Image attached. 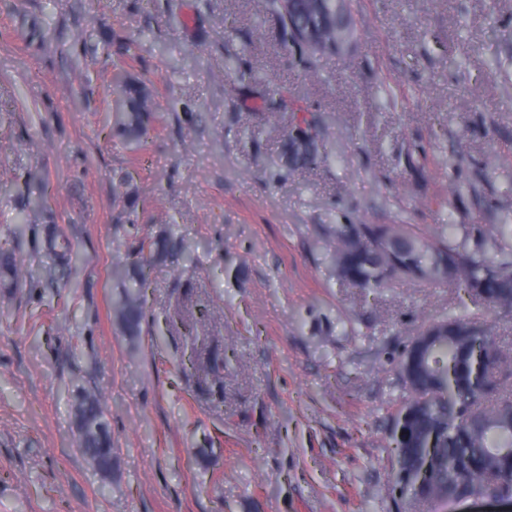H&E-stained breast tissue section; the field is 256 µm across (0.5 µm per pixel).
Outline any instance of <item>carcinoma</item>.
I'll return each instance as SVG.
<instances>
[{"mask_svg": "<svg viewBox=\"0 0 512 512\" xmlns=\"http://www.w3.org/2000/svg\"><path fill=\"white\" fill-rule=\"evenodd\" d=\"M112 129L126 139H138L149 119L148 94L130 82L113 80ZM322 130L306 107L290 103L283 127L288 173L317 157ZM45 245L56 265L72 268L77 253L66 239L52 231ZM338 277L362 291L399 283H441L479 293L493 312L512 314V230L487 233L479 224H457L426 238L410 224H337L330 237ZM177 248L168 237L141 238L132 260L115 264L124 280L143 283L153 263L164 261ZM13 254L0 249V278L15 283L22 278ZM115 313L128 336L141 333L143 294L126 288ZM443 322L456 332L430 342L429 322L412 338L420 347H406L398 366L413 357L411 381L400 379L407 393L392 417L388 440L395 450L396 471L391 490L426 504L439 497L474 495L512 498V348L504 347L482 319L462 313ZM207 388L224 386V358L210 345L203 362ZM77 414L80 447L99 472L112 471V436L103 401L95 389L81 391Z\"/></svg>", "mask_w": 512, "mask_h": 512, "instance_id": "carcinoma-1", "label": "carcinoma"}]
</instances>
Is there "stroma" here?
<instances>
[{
    "label": "stroma",
    "instance_id": "obj_1",
    "mask_svg": "<svg viewBox=\"0 0 512 512\" xmlns=\"http://www.w3.org/2000/svg\"><path fill=\"white\" fill-rule=\"evenodd\" d=\"M345 16L350 41L308 53L266 0H0V248L29 273L0 295V512H397L400 352L463 310L512 343V316L443 284L353 288L326 236L502 224L512 0H347ZM114 63L150 96L136 146L108 121ZM275 85L286 101L268 103ZM293 100L324 138L284 183ZM46 224L80 265L53 268ZM162 233L184 254L152 271L132 339L112 264ZM200 304L231 364L211 394L178 369L170 321ZM80 385L104 395L108 477L79 448Z\"/></svg>",
    "mask_w": 512,
    "mask_h": 512
}]
</instances>
